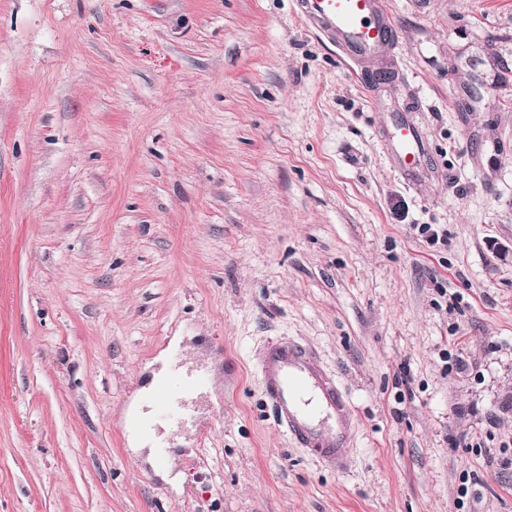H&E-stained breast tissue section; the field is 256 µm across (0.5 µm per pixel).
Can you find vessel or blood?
I'll use <instances>...</instances> for the list:
<instances>
[{
    "mask_svg": "<svg viewBox=\"0 0 512 512\" xmlns=\"http://www.w3.org/2000/svg\"><path fill=\"white\" fill-rule=\"evenodd\" d=\"M300 13L333 40L345 62L374 60L395 44V28L384 0H296ZM394 167L407 181L422 170L426 137L414 123L395 120L385 144ZM265 396L275 421L289 436L324 461L339 463L352 416L335 380L305 348L279 342L268 345L258 358ZM201 381L187 377L179 383L157 382L146 398L149 419L138 421L144 436L157 425L182 426L187 412L183 398Z\"/></svg>",
    "mask_w": 512,
    "mask_h": 512,
    "instance_id": "vessel-or-blood-1",
    "label": "vessel or blood"
}]
</instances>
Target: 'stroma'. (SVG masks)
<instances>
[{
	"mask_svg": "<svg viewBox=\"0 0 512 512\" xmlns=\"http://www.w3.org/2000/svg\"><path fill=\"white\" fill-rule=\"evenodd\" d=\"M385 3L375 68L295 0H0V512H512V0ZM177 336L173 485L125 416ZM280 340L343 468L273 419ZM394 168L407 181L413 182L422 170L426 151V137L414 123L396 119L385 143ZM258 369L277 425L313 455L339 463L352 416L335 380L307 349L292 343L265 347Z\"/></svg>",
	"mask_w": 512,
	"mask_h": 512,
	"instance_id": "obj_1",
	"label": "stroma"
}]
</instances>
